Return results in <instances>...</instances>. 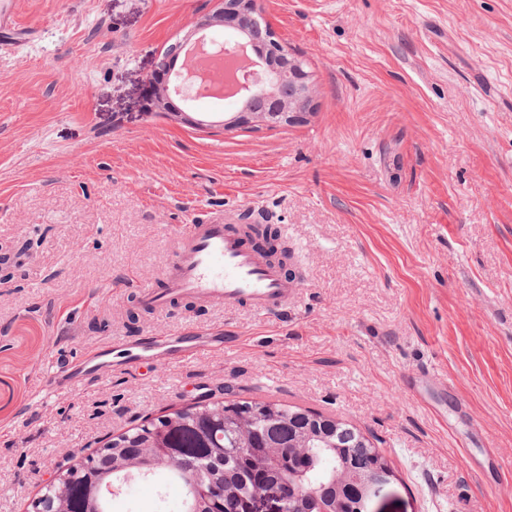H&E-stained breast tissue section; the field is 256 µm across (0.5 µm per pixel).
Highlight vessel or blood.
Here are the masks:
<instances>
[{
  "instance_id": "obj_1",
  "label": "vessel or blood",
  "mask_w": 512,
  "mask_h": 512,
  "mask_svg": "<svg viewBox=\"0 0 512 512\" xmlns=\"http://www.w3.org/2000/svg\"><path fill=\"white\" fill-rule=\"evenodd\" d=\"M14 0H0V47L18 49L33 39V32L14 26ZM253 213L231 224L213 212L170 228L176 240L172 259L160 284L139 283L135 303L155 313L189 302L200 307H245L262 316L287 311L299 295L295 277L280 259L256 243L247 229ZM224 349V333L216 329L183 328L154 336L104 338L79 357L57 366L47 380L54 388L88 385L107 372L142 365L175 364L201 352Z\"/></svg>"
}]
</instances>
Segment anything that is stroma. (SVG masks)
I'll list each match as a JSON object with an SVG mask.
<instances>
[{"mask_svg": "<svg viewBox=\"0 0 512 512\" xmlns=\"http://www.w3.org/2000/svg\"><path fill=\"white\" fill-rule=\"evenodd\" d=\"M220 0H16L0 51V512L68 450L204 398L347 419L391 477L370 512H512V0H257L310 69L303 122L224 129L157 102L168 45ZM253 207L301 284L287 316L185 307L131 321L170 224ZM223 328V353L42 378L103 336ZM430 371L448 400L405 386ZM128 479L113 512H180ZM13 0L0 1V47L14 49L26 46L35 36L36 27L33 26L27 32H20L14 27Z\"/></svg>", "mask_w": 512, "mask_h": 512, "instance_id": "obj_1", "label": "stroma"}]
</instances>
